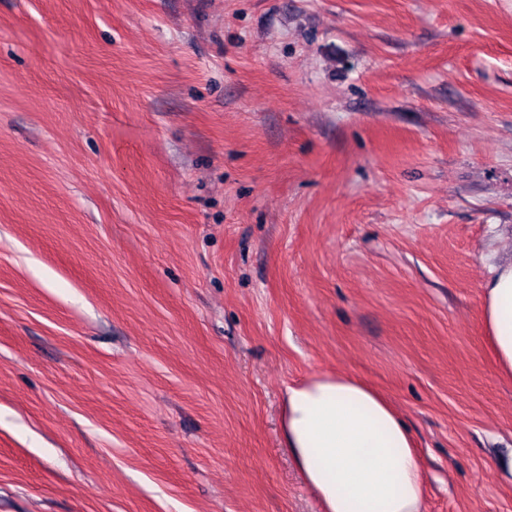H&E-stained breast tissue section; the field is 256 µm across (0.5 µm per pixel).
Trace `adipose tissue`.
<instances>
[{
	"instance_id": "ef3b65f1",
	"label": "adipose tissue",
	"mask_w": 512,
	"mask_h": 512,
	"mask_svg": "<svg viewBox=\"0 0 512 512\" xmlns=\"http://www.w3.org/2000/svg\"><path fill=\"white\" fill-rule=\"evenodd\" d=\"M482 320L498 375L512 379V262L495 268ZM285 445L323 512H423L421 460L397 409L342 372L288 387Z\"/></svg>"
}]
</instances>
